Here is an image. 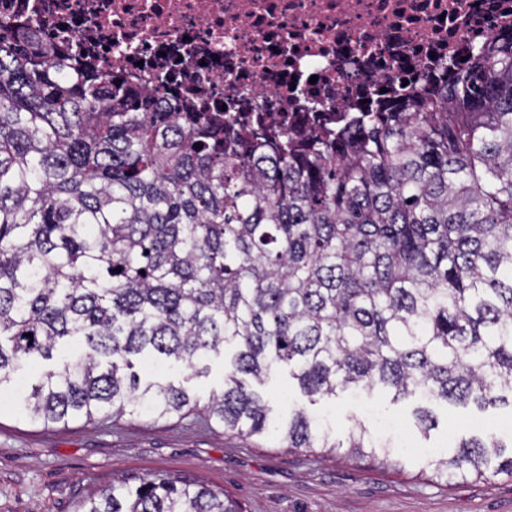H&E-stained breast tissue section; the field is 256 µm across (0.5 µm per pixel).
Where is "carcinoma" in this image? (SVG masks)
I'll return each mask as SVG.
<instances>
[{"mask_svg": "<svg viewBox=\"0 0 512 512\" xmlns=\"http://www.w3.org/2000/svg\"><path fill=\"white\" fill-rule=\"evenodd\" d=\"M33 21L0 20V387L73 338L19 411L66 426L198 410L242 438L269 427L274 363L309 397L381 385L394 399L512 407V30L441 63L446 78L372 89L338 126L271 139L233 114L165 104ZM236 346L204 406L140 385L131 357L189 366ZM289 448H338L303 411ZM350 454L389 463L364 431ZM492 435L428 463L448 483L512 477ZM77 512H243L198 482H119Z\"/></svg>", "mask_w": 512, "mask_h": 512, "instance_id": "carcinoma-1", "label": "carcinoma"}]
</instances>
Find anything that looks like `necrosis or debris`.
<instances>
[{
  "label": "necrosis or debris",
  "mask_w": 512,
  "mask_h": 512,
  "mask_svg": "<svg viewBox=\"0 0 512 512\" xmlns=\"http://www.w3.org/2000/svg\"><path fill=\"white\" fill-rule=\"evenodd\" d=\"M37 19L51 41L162 97L180 89L202 110L340 125L366 85L415 78L512 28V0H0V19ZM329 98L321 112L308 97Z\"/></svg>",
  "instance_id": "necrosis-or-debris-1"
}]
</instances>
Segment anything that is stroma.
Returning a JSON list of instances; mask_svg holds the SVG:
<instances>
[{
	"instance_id": "stroma-1",
	"label": "stroma",
	"mask_w": 512,
	"mask_h": 512,
	"mask_svg": "<svg viewBox=\"0 0 512 512\" xmlns=\"http://www.w3.org/2000/svg\"><path fill=\"white\" fill-rule=\"evenodd\" d=\"M233 349L205 360L204 370L156 358L136 359L145 382L181 385L207 401L224 388ZM259 390L281 413L307 410L346 441L359 423L373 434L391 423L394 465L318 448H289L269 432L245 439L206 424L198 414L153 420L125 414L117 420L44 426L22 419L17 405L0 404V512H75L77 503L113 483L139 484L159 475L199 480L241 500L247 512H512V477L487 476L452 484L433 479L427 466L451 454L467 436L485 432L512 438V408L433 405L434 429L422 433L414 398L390 393L309 399L288 366L272 368Z\"/></svg>"
}]
</instances>
